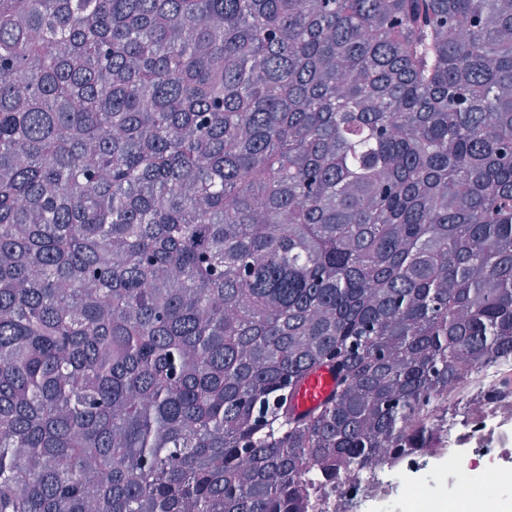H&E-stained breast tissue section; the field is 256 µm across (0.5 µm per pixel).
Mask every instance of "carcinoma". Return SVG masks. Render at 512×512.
Returning a JSON list of instances; mask_svg holds the SVG:
<instances>
[{
  "label": "carcinoma",
  "instance_id": "1",
  "mask_svg": "<svg viewBox=\"0 0 512 512\" xmlns=\"http://www.w3.org/2000/svg\"><path fill=\"white\" fill-rule=\"evenodd\" d=\"M508 354L512 0H0V512H313ZM335 386V376L329 370H320L312 374L295 397L298 411L303 412L319 405L332 394Z\"/></svg>",
  "mask_w": 512,
  "mask_h": 512
}]
</instances>
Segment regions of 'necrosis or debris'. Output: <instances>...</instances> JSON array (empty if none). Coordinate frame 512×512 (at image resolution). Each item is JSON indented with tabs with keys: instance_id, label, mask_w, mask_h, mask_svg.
Returning a JSON list of instances; mask_svg holds the SVG:
<instances>
[{
	"instance_id": "necrosis-or-debris-1",
	"label": "necrosis or debris",
	"mask_w": 512,
	"mask_h": 512,
	"mask_svg": "<svg viewBox=\"0 0 512 512\" xmlns=\"http://www.w3.org/2000/svg\"><path fill=\"white\" fill-rule=\"evenodd\" d=\"M512 375V360L494 368L475 370L481 396L465 398L462 412L449 420L448 443L443 450L414 449L398 456H385L367 474L342 475L336 487H323L321 512H368L374 505L398 501L404 512H437V497L426 482L415 475L426 469L429 458L445 457L449 478L466 489L487 490L498 480L497 474L479 469V457L496 454L491 436L494 419L501 413L512 414V396L497 397L505 376Z\"/></svg>"
}]
</instances>
